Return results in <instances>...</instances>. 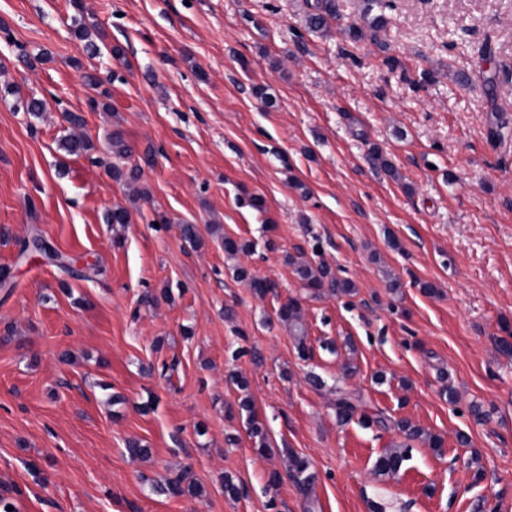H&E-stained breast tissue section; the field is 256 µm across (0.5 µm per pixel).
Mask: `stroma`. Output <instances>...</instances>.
Returning <instances> with one entry per match:
<instances>
[{
    "label": "stroma",
    "mask_w": 512,
    "mask_h": 512,
    "mask_svg": "<svg viewBox=\"0 0 512 512\" xmlns=\"http://www.w3.org/2000/svg\"><path fill=\"white\" fill-rule=\"evenodd\" d=\"M310 2L0 0V494L18 512H512V356L496 345L512 330V86L487 84L512 63V0H396L358 42L361 0H336L323 32ZM80 22L105 33L97 55ZM66 111L93 150L61 148ZM116 130L131 157L112 154ZM374 144L397 177L367 163ZM135 164L137 184L112 177ZM116 207L130 223L105 222ZM297 253L356 294L304 288ZM291 298L304 356L278 316ZM340 391L359 411L343 425ZM403 418L442 452L405 441ZM401 444L398 476L376 475ZM292 454L313 484L287 476ZM185 466L202 497L154 492Z\"/></svg>",
    "instance_id": "stroma-1"
}]
</instances>
